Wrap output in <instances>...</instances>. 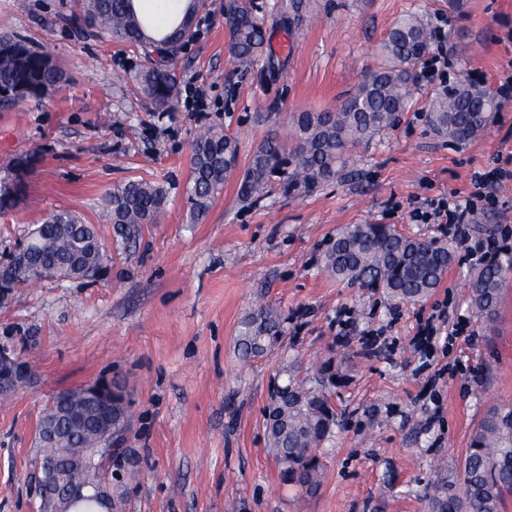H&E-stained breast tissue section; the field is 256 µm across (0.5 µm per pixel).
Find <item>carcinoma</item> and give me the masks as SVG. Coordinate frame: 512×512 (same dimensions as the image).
Segmentation results:
<instances>
[{"mask_svg": "<svg viewBox=\"0 0 512 512\" xmlns=\"http://www.w3.org/2000/svg\"><path fill=\"white\" fill-rule=\"evenodd\" d=\"M315 0H279L274 4L280 21L310 11ZM197 7L188 0L178 11L168 13L159 26L140 15L133 0H83L79 21L101 34L142 50L146 64L136 77L138 90L160 110L170 108L177 97L173 65L183 22ZM224 23L232 55L252 63L263 51L264 19L252 0H226ZM431 45V32L423 15L411 13L389 31L382 46L384 62L370 71L334 112H300L295 118L294 173L284 189H307L336 176L352 147L389 127L405 110L414 94L412 70ZM65 81L64 72L51 56L31 48L19 37L0 36V103L16 104L27 99L40 101L49 90ZM499 103L495 97L460 83L432 101V128L457 142L475 137L489 123ZM238 143L221 130L208 128L195 138L190 156L187 189L189 214L202 221L212 201L237 167ZM285 162L277 138L268 139L253 154L238 185V193L249 200L263 192L270 176ZM168 198L167 189L144 180L128 181L108 193L107 217L117 237L127 242L136 237L143 224L158 223ZM38 232V255L16 273L15 282L32 285L40 271L52 272L59 281L70 277L64 267L75 255L96 256L102 242L96 228L61 211L34 227ZM452 261L446 245L413 238L390 224H347L341 228L325 255L324 268L339 280L383 289L389 297L403 302H420L442 280ZM512 261H493L474 276L470 288L472 304L489 325L498 314L501 286ZM281 340L278 315L260 306L240 322L238 346L244 358L257 357ZM320 381L312 386L286 366L287 383L278 388L265 411V434L269 451L283 467L288 482L302 493L312 495L323 481L324 469L317 451L331 438L338 421L325 384H334L339 372L331 365L319 367ZM112 411L131 416V402L123 383L114 380ZM68 410L80 417L81 427L58 445L44 443L37 449L45 463L57 448H94L104 434L106 422L96 404L73 397ZM512 493V406H490L469 437L463 463L462 482L456 485L442 477L432 485L428 512H502L505 495Z\"/></svg>", "mask_w": 512, "mask_h": 512, "instance_id": "cac0c4a2", "label": "carcinoma"}]
</instances>
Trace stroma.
Masks as SVG:
<instances>
[{
  "instance_id": "1",
  "label": "stroma",
  "mask_w": 512,
  "mask_h": 512,
  "mask_svg": "<svg viewBox=\"0 0 512 512\" xmlns=\"http://www.w3.org/2000/svg\"><path fill=\"white\" fill-rule=\"evenodd\" d=\"M254 2L263 54L239 64L225 0H206L208 23L176 62L178 83L195 79L206 109L180 100L161 112L137 89L140 52L79 23V0H0V32L47 51L68 77L42 101L0 106V175L15 157H36L26 196L0 214V254L63 210L95 225L106 250L96 278L24 286L0 307V345L33 373L0 399V512H40V414L55 392L104 374L123 377L132 401L125 456L106 481L112 512H426L440 475L460 480L483 412L512 404V272L486 329L470 301L477 268L466 243L410 218L440 195H470L474 173L512 159V101L463 143L428 121L444 88L466 80L492 91L512 75V0H317L291 28L274 0ZM415 11L431 26L445 19L446 37L415 66L416 91L391 127L309 190L284 191L280 170L244 201L230 178L205 220L191 222L189 159L201 130L234 137L245 170L268 138L292 142L298 113L335 110L379 65L392 24ZM130 180L162 183L168 199L162 221L121 245L106 195ZM366 222L450 245L453 261L427 299L400 303L325 271L337 231ZM471 236L496 238L501 260L512 257L511 177L481 203ZM261 305L278 314L283 339L245 359L239 325ZM461 321L466 333L454 334ZM287 360L312 382L326 360L346 374L330 390L339 426L319 450L324 482L312 497L267 449L264 409Z\"/></svg>"
}]
</instances>
